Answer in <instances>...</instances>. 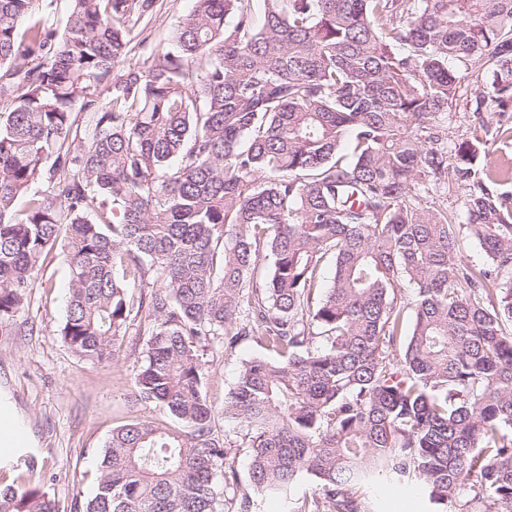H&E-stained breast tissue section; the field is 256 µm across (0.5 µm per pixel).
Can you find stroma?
<instances>
[{
    "label": "stroma",
    "instance_id": "obj_1",
    "mask_svg": "<svg viewBox=\"0 0 512 512\" xmlns=\"http://www.w3.org/2000/svg\"><path fill=\"white\" fill-rule=\"evenodd\" d=\"M193 0H163L147 26L149 44L167 48L173 31ZM488 125L487 146L498 166L512 168V106L488 103L482 115L458 104L445 128L449 137H468ZM68 268L62 247H55L40 268L23 307L0 322V407L23 433L15 448L0 447V486L23 484L55 499L59 512H79L96 492L104 445L116 428L133 419L176 426L161 407L136 399L135 376L149 339L147 322L131 321L121 352L96 363L72 352L60 329L66 318ZM252 341L232 350L205 353V390L223 403L244 360L258 355ZM378 512H429L417 485L386 481L377 489Z\"/></svg>",
    "mask_w": 512,
    "mask_h": 512
}]
</instances>
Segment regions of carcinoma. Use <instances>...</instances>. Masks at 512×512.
<instances>
[{"mask_svg": "<svg viewBox=\"0 0 512 512\" xmlns=\"http://www.w3.org/2000/svg\"><path fill=\"white\" fill-rule=\"evenodd\" d=\"M157 2L71 0L59 32L0 0V320L65 234L64 342L108 363L145 315L138 396L188 427L113 429L85 512H372L382 476L433 512H512V197L482 139L439 134L470 70L472 111L512 102V0H194L122 66ZM448 181L460 214L423 204ZM243 336L244 487L199 358ZM0 512L58 510L8 486Z\"/></svg>", "mask_w": 512, "mask_h": 512, "instance_id": "1", "label": "carcinoma"}]
</instances>
